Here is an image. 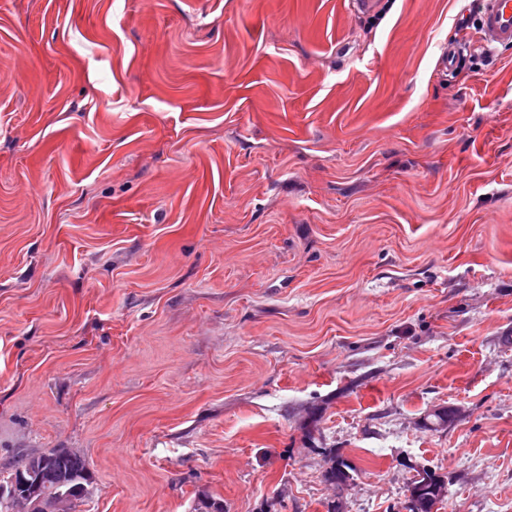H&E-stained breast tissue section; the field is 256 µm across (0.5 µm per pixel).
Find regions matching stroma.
Returning <instances> with one entry per match:
<instances>
[{
  "label": "stroma",
  "instance_id": "obj_1",
  "mask_svg": "<svg viewBox=\"0 0 512 512\" xmlns=\"http://www.w3.org/2000/svg\"><path fill=\"white\" fill-rule=\"evenodd\" d=\"M480 30L0 0V472L79 450L73 512H406L430 470L439 512H512V44Z\"/></svg>",
  "mask_w": 512,
  "mask_h": 512
}]
</instances>
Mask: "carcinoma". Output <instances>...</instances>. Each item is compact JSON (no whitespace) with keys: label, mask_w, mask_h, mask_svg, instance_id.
I'll return each instance as SVG.
<instances>
[{"label":"carcinoma","mask_w":512,"mask_h":512,"mask_svg":"<svg viewBox=\"0 0 512 512\" xmlns=\"http://www.w3.org/2000/svg\"><path fill=\"white\" fill-rule=\"evenodd\" d=\"M427 427L438 430L452 421L451 412L442 410L427 415ZM24 476L28 483L17 488V497L0 499V512H14L22 503L32 504L39 500L46 506L56 492L70 495V503L86 496L91 474L84 456L64 448L25 456L11 465L9 477Z\"/></svg>","instance_id":"cac0c4a2"}]
</instances>
